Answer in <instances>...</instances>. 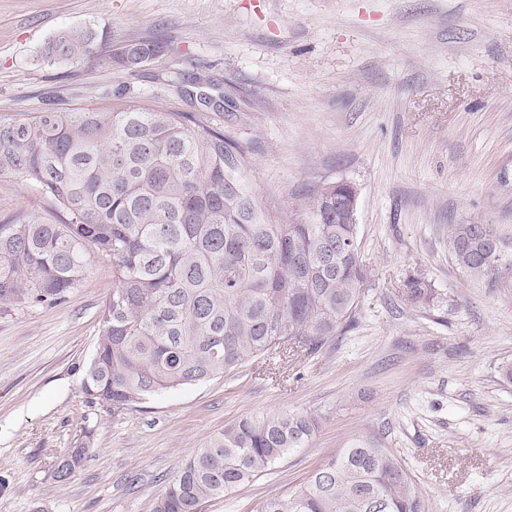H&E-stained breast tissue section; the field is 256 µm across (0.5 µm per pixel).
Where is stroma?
Masks as SVG:
<instances>
[{
    "label": "stroma",
    "mask_w": 512,
    "mask_h": 512,
    "mask_svg": "<svg viewBox=\"0 0 512 512\" xmlns=\"http://www.w3.org/2000/svg\"><path fill=\"white\" fill-rule=\"evenodd\" d=\"M164 52L130 75L38 61L63 30ZM210 97L203 105L201 97ZM184 112L248 152L259 205L284 217L310 189L358 191L370 281L355 323L310 356L113 413L87 403L112 262L92 255L61 304L0 315V512H152L179 465L225 426L312 414L318 428L203 512H256L361 434L403 458L427 512H512V287L463 273L452 224L512 235V0H0V120L69 112ZM59 215L0 176V223ZM423 276L436 302H404ZM88 446L67 483L58 455Z\"/></svg>",
    "instance_id": "35a3bbf8"
}]
</instances>
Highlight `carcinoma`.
<instances>
[{
	"mask_svg": "<svg viewBox=\"0 0 512 512\" xmlns=\"http://www.w3.org/2000/svg\"><path fill=\"white\" fill-rule=\"evenodd\" d=\"M104 37L60 32L41 51L51 65L95 64ZM165 48L128 39L109 63L138 72ZM251 161L231 137L177 112H63L0 120V175L34 184L61 224H0V314L60 304L91 254L112 259V294L99 312L86 401L121 411L163 390L206 383L288 347L312 355L354 323L369 282L358 225L336 218L347 183L317 186L287 221L270 223L251 188ZM492 224H450L451 253L467 275L500 281ZM405 301L435 299L426 280ZM310 414L242 419L181 464L153 512H200L303 448ZM89 449L58 456L68 482ZM261 512H426L403 459L358 438Z\"/></svg>",
	"mask_w": 512,
	"mask_h": 512,
	"instance_id": "obj_1",
	"label": "carcinoma"
}]
</instances>
